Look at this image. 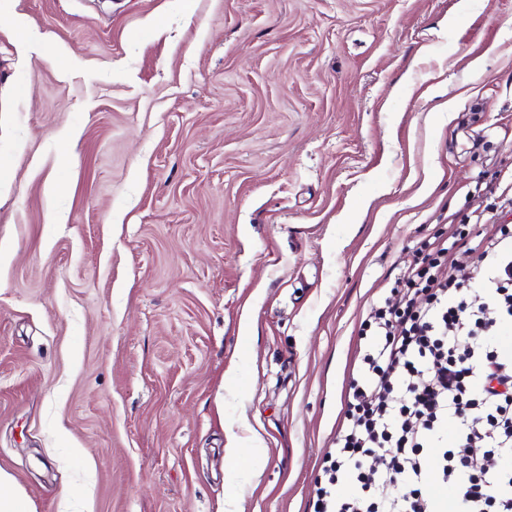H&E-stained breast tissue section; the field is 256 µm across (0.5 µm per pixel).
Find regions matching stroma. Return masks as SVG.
<instances>
[{"label":"stroma","mask_w":512,"mask_h":512,"mask_svg":"<svg viewBox=\"0 0 512 512\" xmlns=\"http://www.w3.org/2000/svg\"><path fill=\"white\" fill-rule=\"evenodd\" d=\"M458 3L0 0L25 512H312L371 302L512 188V0Z\"/></svg>","instance_id":"1"}]
</instances>
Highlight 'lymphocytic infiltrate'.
I'll use <instances>...</instances> for the list:
<instances>
[{
  "mask_svg": "<svg viewBox=\"0 0 512 512\" xmlns=\"http://www.w3.org/2000/svg\"><path fill=\"white\" fill-rule=\"evenodd\" d=\"M471 246L473 268L444 264ZM403 288L372 306V333L347 424L313 512H512V224L475 244L458 235L405 262ZM393 444L378 479L362 457ZM348 482L351 496L337 485ZM454 489L451 503L434 491Z\"/></svg>",
  "mask_w": 512,
  "mask_h": 512,
  "instance_id": "lymphocytic-infiltrate-1",
  "label": "lymphocytic infiltrate"
}]
</instances>
